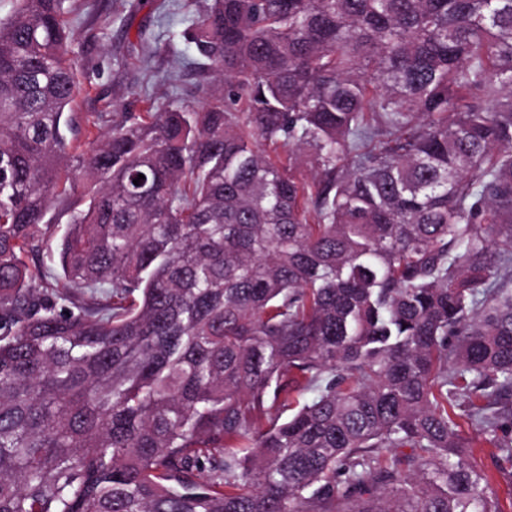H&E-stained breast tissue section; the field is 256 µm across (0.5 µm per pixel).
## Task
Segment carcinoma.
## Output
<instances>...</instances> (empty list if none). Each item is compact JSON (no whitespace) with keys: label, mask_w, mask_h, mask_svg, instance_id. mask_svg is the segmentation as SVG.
<instances>
[{"label":"carcinoma","mask_w":512,"mask_h":512,"mask_svg":"<svg viewBox=\"0 0 512 512\" xmlns=\"http://www.w3.org/2000/svg\"><path fill=\"white\" fill-rule=\"evenodd\" d=\"M187 36L224 92L100 132L63 0L0 21V512H500L448 407L512 447V0ZM66 218L61 219V224H51L44 237L43 248L29 257V264L34 267L39 266L44 270H50L53 267V252L55 240L63 235L67 224H64Z\"/></svg>","instance_id":"1"}]
</instances>
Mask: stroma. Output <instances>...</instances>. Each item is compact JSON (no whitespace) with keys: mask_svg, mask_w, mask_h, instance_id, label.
Instances as JSON below:
<instances>
[{"mask_svg":"<svg viewBox=\"0 0 512 512\" xmlns=\"http://www.w3.org/2000/svg\"><path fill=\"white\" fill-rule=\"evenodd\" d=\"M65 7L82 88L75 109L89 121L178 106L204 82L185 31L205 0H66ZM470 462L488 475L487 496L512 512V455L484 442Z\"/></svg>","mask_w":512,"mask_h":512,"instance_id":"35a3bbf8","label":"stroma"}]
</instances>
